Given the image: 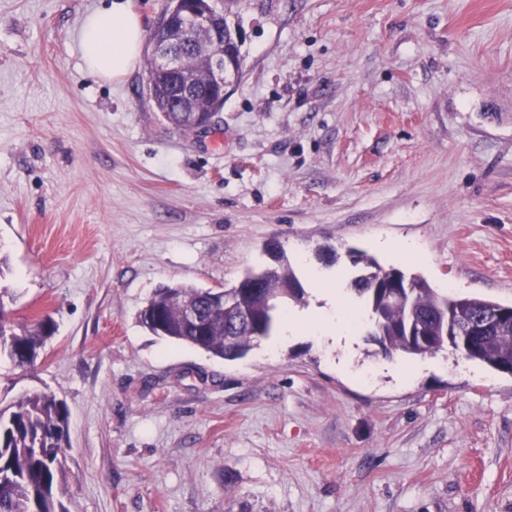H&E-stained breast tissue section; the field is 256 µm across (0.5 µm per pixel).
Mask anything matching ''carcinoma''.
<instances>
[{"instance_id":"1","label":"carcinoma","mask_w":512,"mask_h":512,"mask_svg":"<svg viewBox=\"0 0 512 512\" xmlns=\"http://www.w3.org/2000/svg\"><path fill=\"white\" fill-rule=\"evenodd\" d=\"M193 115L170 112L172 129L190 134ZM352 269L349 287L363 303L368 335L379 353L424 356L445 347L432 348L407 337L408 328L427 323L431 336H441L448 323L466 325L498 306L474 296H456L436 289L421 276H408L394 267L385 268L357 249L347 252ZM266 286L253 293L233 284L223 289L224 314L211 312V290L179 284L156 289L139 314L141 325L151 334L195 346L224 360L245 357L259 338L270 335L279 318L278 302L304 299V287L286 255L243 274ZM196 307L201 322L182 318L187 306ZM51 317L44 316L31 327L16 328L0 320V352L18 367L38 358L46 339L54 333ZM469 361L499 372L512 373V318L502 322L488 337L477 341L464 355ZM69 414L65 405L47 393L20 398L0 408V512H63L55 490L64 472L60 458L68 437Z\"/></svg>"}]
</instances>
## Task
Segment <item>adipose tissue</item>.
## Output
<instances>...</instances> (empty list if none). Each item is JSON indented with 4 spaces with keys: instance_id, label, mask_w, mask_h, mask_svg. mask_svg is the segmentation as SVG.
<instances>
[{
    "instance_id": "obj_1",
    "label": "adipose tissue",
    "mask_w": 512,
    "mask_h": 512,
    "mask_svg": "<svg viewBox=\"0 0 512 512\" xmlns=\"http://www.w3.org/2000/svg\"><path fill=\"white\" fill-rule=\"evenodd\" d=\"M143 45V27L139 15L121 0L109 8L88 14L82 25V56L88 73L102 79L125 76L140 56ZM326 307L317 309L311 316L303 317L291 312L282 319V338L297 335L302 329H312L314 335L330 340L339 347L349 346L354 329L341 328L336 299L341 291L336 287L322 290Z\"/></svg>"
}]
</instances>
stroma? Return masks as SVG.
<instances>
[{"instance_id": "35a3bbf8", "label": "stroma", "mask_w": 512, "mask_h": 512, "mask_svg": "<svg viewBox=\"0 0 512 512\" xmlns=\"http://www.w3.org/2000/svg\"><path fill=\"white\" fill-rule=\"evenodd\" d=\"M112 2L0 0V289L16 324H55L33 366L0 355V407L65 403L64 512H512L511 374L364 332L226 361L138 322L160 284L231 287L272 240L307 307V267L350 248L512 304V0H248L199 140L159 117L147 57L86 72L83 19Z\"/></svg>"}]
</instances>
